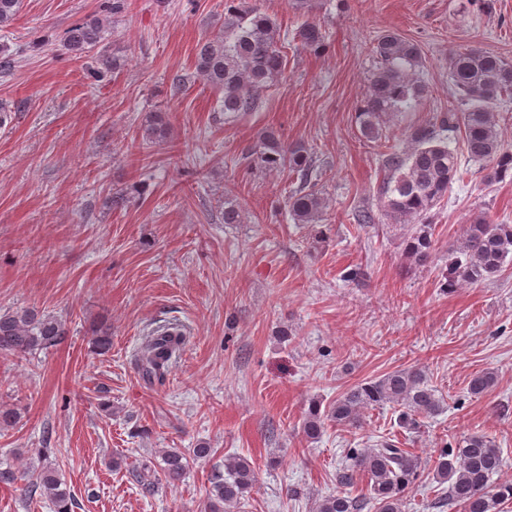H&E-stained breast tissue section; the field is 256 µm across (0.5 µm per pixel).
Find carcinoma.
<instances>
[{"instance_id":"cac0c4a2","label":"carcinoma","mask_w":512,"mask_h":512,"mask_svg":"<svg viewBox=\"0 0 512 512\" xmlns=\"http://www.w3.org/2000/svg\"><path fill=\"white\" fill-rule=\"evenodd\" d=\"M22 0H0V26L14 22ZM102 24L84 20L71 26L64 49L81 56L100 45ZM292 40L304 49L321 52L326 34L313 19H306L292 32ZM281 34L276 22L258 7L240 0H224V30L204 38L195 48L194 66L206 84L222 95L227 117H236L259 108L258 93L283 76L286 58L281 50ZM378 65L372 72L363 103L357 112L359 131L369 142L382 140L385 120L411 109L424 98L425 85L417 81L422 64L417 46L396 33L378 38L374 46ZM451 83L464 102L460 112H440L424 124L410 127L411 145L406 150L394 146L381 153L383 178L379 200L383 215L399 223L408 218L419 221L406 239V252L419 263L431 256L430 212L448 194L455 178L461 176V158L452 146L454 133H462L467 158L490 166L487 179H512V149L505 147L497 130L495 109L512 95V61L477 49H462L448 57ZM146 137L163 139L167 128L157 113L149 114ZM258 163L268 170L288 168L296 174L297 188L288 198L289 212L296 224L314 222L323 208V198L310 185L321 172L310 156L297 146H288L269 130L261 138ZM449 271L446 288L463 281L484 282L512 264V224H495L479 216L466 225L461 244L448 249ZM65 335L64 324L54 316L34 309L0 311V351L32 355L57 345ZM184 336L176 327H159L142 339L135 366L144 381L163 385L172 362L183 349ZM498 381L492 370L474 374L469 394H485ZM444 400L417 368L396 369L377 380L362 382L328 405L324 413L313 409L303 423L310 439L320 436L324 421L345 427L360 424L362 409L393 404L403 408L402 424L417 428V416H433L443 410ZM212 448L201 446L187 454L181 448L161 453L159 469L145 464L132 468L130 476L143 493L151 495L159 485H176L186 478L190 457L202 459ZM505 465L502 451L482 434H468L439 455L436 477L448 489L432 503L435 509L459 508L461 512H499L501 504L512 500V483L491 485L493 475ZM421 463L399 442L384 439L372 448H350L345 462L336 467V483L347 489L365 476L369 491L351 495L345 491L322 499L316 512H405V493L420 476ZM26 481L24 495L48 497L54 512H72L74 499L51 466L36 475L0 471V483ZM256 480L247 458L229 456L224 470L211 475L206 512H224L241 503Z\"/></svg>"}]
</instances>
